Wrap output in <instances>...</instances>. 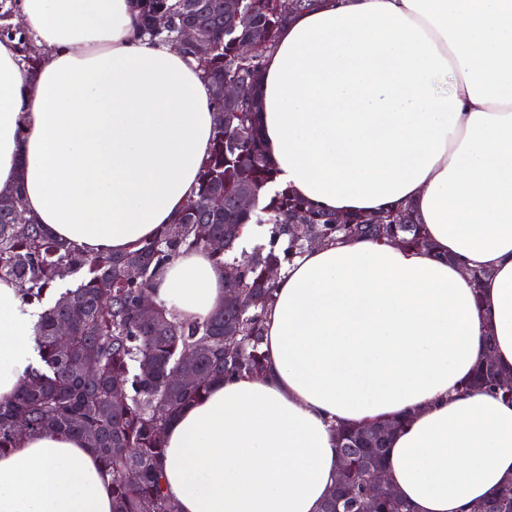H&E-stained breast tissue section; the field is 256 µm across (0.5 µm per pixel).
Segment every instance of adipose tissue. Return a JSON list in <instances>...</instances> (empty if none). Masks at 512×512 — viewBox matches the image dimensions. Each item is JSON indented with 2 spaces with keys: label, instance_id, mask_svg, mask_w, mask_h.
Returning a JSON list of instances; mask_svg holds the SVG:
<instances>
[{
  "label": "adipose tissue",
  "instance_id": "ef3b65f1",
  "mask_svg": "<svg viewBox=\"0 0 512 512\" xmlns=\"http://www.w3.org/2000/svg\"><path fill=\"white\" fill-rule=\"evenodd\" d=\"M37 72L0 41V189L48 233L122 253L197 191L215 122L197 60L145 35L140 0H17ZM260 131L276 185L319 209L411 207L439 258L352 240L276 280L265 368L213 381L168 424L178 512H320L334 423L402 420L388 483L412 512H472L512 480V401L461 392L493 334L512 369V0H316L265 54ZM492 275L475 286L472 270ZM153 301L202 321L224 306L204 250ZM38 310L0 280V400L40 365ZM0 512H112V484L72 433L0 452Z\"/></svg>",
  "mask_w": 512,
  "mask_h": 512
}]
</instances>
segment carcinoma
<instances>
[{
	"label": "carcinoma",
	"mask_w": 512,
	"mask_h": 512,
	"mask_svg": "<svg viewBox=\"0 0 512 512\" xmlns=\"http://www.w3.org/2000/svg\"><path fill=\"white\" fill-rule=\"evenodd\" d=\"M225 0H145L141 25L153 36L200 60L205 79L215 84L232 79L249 93L236 107L214 99L216 126L210 156L198 178V192L172 224L124 253L87 254L51 237L27 215L21 184L0 190V279L17 281L26 301L42 307L38 324L42 367L25 379L14 396L0 402V452L15 446L22 434L69 432L84 438L99 456L112 483V512H177L166 496L160 461L164 431L171 417L198 399L215 379L255 375L264 369V315L275 300L272 269L282 270L310 248V242L348 239L390 242L434 253L422 224L412 210L384 208L367 222L362 215L336 223V214L314 207L286 189L274 187L275 173L264 153L257 117L256 94L262 56L245 57L241 45L260 40L264 51L277 45L279 31L290 18L313 6V0H239L233 13ZM11 10L0 0V37L18 38L19 51L30 69L43 53L25 34L11 26ZM186 28L210 42L208 54L181 40ZM244 192L254 197L249 209L237 207ZM219 195L224 209L210 200ZM300 215L303 224L289 220ZM247 224H268L269 239L251 252L236 253L235 243ZM209 227L213 238L227 246L212 248L196 228ZM205 249L214 259L236 270L224 292H240L235 303L204 321L188 320L172 310L153 306V316L140 317L141 302L151 297L160 272L185 251ZM81 277L52 302L49 296L69 276ZM70 325L59 335V325ZM88 365L96 375L84 373ZM193 382L181 383L183 374ZM512 377L493 359V336H485V358L464 390L489 389L512 400V389L501 379ZM339 456H351L353 472L342 469L322 512H411L388 484L366 495L371 471L383 466L393 433L374 436L366 426L336 427ZM139 472L134 485L125 480ZM490 512H512V483L486 500Z\"/></svg>",
	"instance_id": "carcinoma-1"
}]
</instances>
